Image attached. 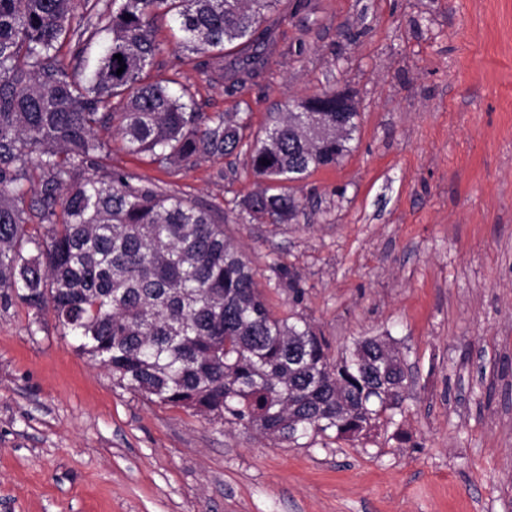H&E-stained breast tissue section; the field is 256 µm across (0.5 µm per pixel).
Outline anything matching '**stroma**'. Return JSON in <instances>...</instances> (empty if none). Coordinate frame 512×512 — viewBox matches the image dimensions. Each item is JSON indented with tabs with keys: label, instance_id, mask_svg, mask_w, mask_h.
Here are the masks:
<instances>
[{
	"label": "stroma",
	"instance_id": "1",
	"mask_svg": "<svg viewBox=\"0 0 512 512\" xmlns=\"http://www.w3.org/2000/svg\"><path fill=\"white\" fill-rule=\"evenodd\" d=\"M245 84L213 55L150 74L254 138L303 98L349 92L350 153L293 185L287 224L248 221L245 156L163 168L101 131L108 163L210 210L258 273L281 261L333 355L378 336L413 382L369 439L300 445L119 388L51 310L0 305V512H512V0H280Z\"/></svg>",
	"mask_w": 512,
	"mask_h": 512
}]
</instances>
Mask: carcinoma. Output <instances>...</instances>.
<instances>
[{
	"label": "carcinoma",
	"instance_id": "1",
	"mask_svg": "<svg viewBox=\"0 0 512 512\" xmlns=\"http://www.w3.org/2000/svg\"><path fill=\"white\" fill-rule=\"evenodd\" d=\"M278 3L0 0V300L51 307L120 387L288 443L356 439L401 407L410 379L400 351L366 337L332 357L303 316L273 314L257 271L209 211L103 164L101 129L162 167L245 147L264 187L242 212L294 219L299 202L285 183L346 156L356 108L287 112L247 145L240 113L198 112L185 87L148 80L163 52L155 18L175 15L178 49L215 54L234 79L256 31L269 38L262 25ZM102 34L83 77L61 49ZM268 270L275 287L298 292L286 264Z\"/></svg>",
	"mask_w": 512,
	"mask_h": 512
}]
</instances>
